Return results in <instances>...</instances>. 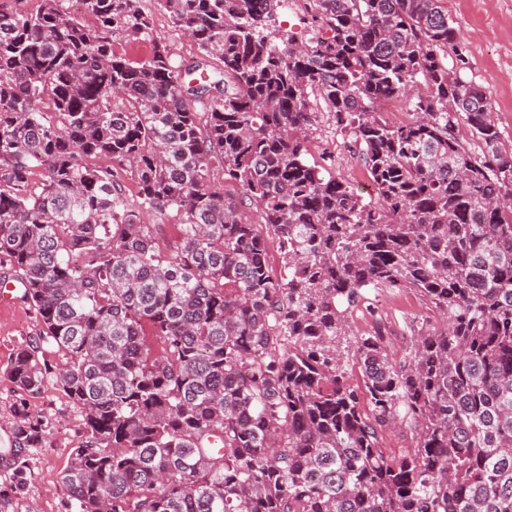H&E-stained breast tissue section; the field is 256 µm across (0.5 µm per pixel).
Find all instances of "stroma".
<instances>
[{
  "label": "stroma",
  "instance_id": "obj_1",
  "mask_svg": "<svg viewBox=\"0 0 512 512\" xmlns=\"http://www.w3.org/2000/svg\"><path fill=\"white\" fill-rule=\"evenodd\" d=\"M444 4L461 32L464 50L463 58L452 56L448 63L461 65L464 77L484 89L503 143L512 144V0H444ZM309 159L331 169L364 196H373L365 168L344 148L342 138L336 137L328 115L319 118ZM36 329V319L26 305L0 304V446L12 438L18 398L5 370L17 348ZM30 407L56 414V427L42 447L26 452L20 474L0 472V485L22 481L18 512H75L61 476L82 437V418L67 407L51 384Z\"/></svg>",
  "mask_w": 512,
  "mask_h": 512
}]
</instances>
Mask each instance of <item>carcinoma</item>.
<instances>
[{"instance_id":"obj_1","label":"carcinoma","mask_w":512,"mask_h":512,"mask_svg":"<svg viewBox=\"0 0 512 512\" xmlns=\"http://www.w3.org/2000/svg\"><path fill=\"white\" fill-rule=\"evenodd\" d=\"M282 2L157 0L192 64L141 0L0 11V288L38 321L0 460L51 382L78 512H512V145L442 0H310L304 42ZM319 99L377 199L308 161ZM384 290L425 309L398 364L350 323ZM141 5L152 15L156 32L170 45L176 57L192 60L197 53L196 47L172 28L167 16L159 11L156 0H142Z\"/></svg>"}]
</instances>
